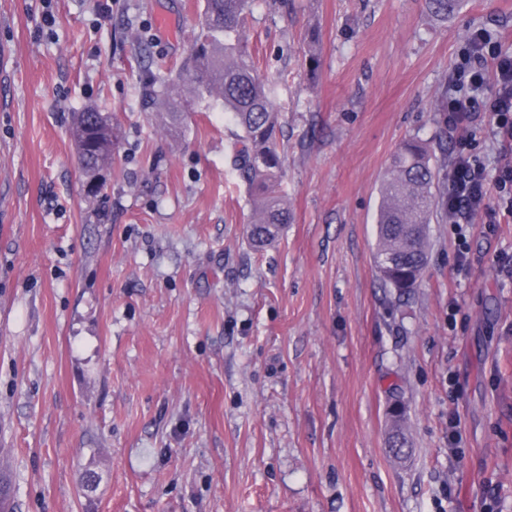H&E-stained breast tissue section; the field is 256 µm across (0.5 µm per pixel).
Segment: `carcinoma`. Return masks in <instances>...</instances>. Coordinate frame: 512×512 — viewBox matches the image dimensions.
Here are the masks:
<instances>
[{"mask_svg": "<svg viewBox=\"0 0 512 512\" xmlns=\"http://www.w3.org/2000/svg\"><path fill=\"white\" fill-rule=\"evenodd\" d=\"M460 0H424L426 13L446 22ZM253 0H204L194 35L195 44L182 70L188 75L147 85L143 100L157 104L176 121L191 104L204 96L215 97L231 114L240 134L235 151L239 176L253 192L256 219L247 225L250 245L261 250L271 246L292 215L280 193L282 157L277 145L278 112L270 90L259 77L247 52L244 27ZM448 88L437 99L436 134L433 145L418 139L405 140L391 156L383 174L380 204L375 223L378 244L374 262L386 288L398 297L418 287L425 272L428 225L448 222ZM73 136L87 173L112 164L118 136L112 120L87 110L75 116ZM395 429L389 447L399 454L407 447L402 415H392Z\"/></svg>", "mask_w": 512, "mask_h": 512, "instance_id": "carcinoma-1", "label": "carcinoma"}]
</instances>
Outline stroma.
<instances>
[{"mask_svg": "<svg viewBox=\"0 0 512 512\" xmlns=\"http://www.w3.org/2000/svg\"><path fill=\"white\" fill-rule=\"evenodd\" d=\"M52 9L53 23L44 20ZM202 0H0V464L15 512H512V216L430 224L410 299L374 265L397 147L432 140L476 29L512 0H254L292 221L246 239L238 129L212 98L145 109L192 52ZM119 154L86 176L76 112ZM490 167L512 160L483 108ZM399 393L411 443L387 447ZM461 442L448 453V420ZM96 475L93 486L85 473Z\"/></svg>", "mask_w": 512, "mask_h": 512, "instance_id": "obj_1", "label": "stroma"}]
</instances>
